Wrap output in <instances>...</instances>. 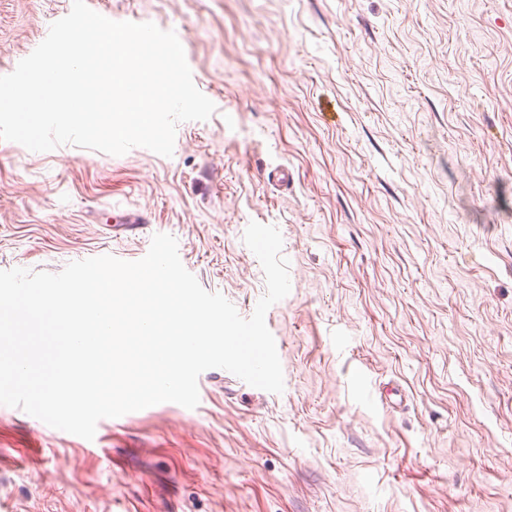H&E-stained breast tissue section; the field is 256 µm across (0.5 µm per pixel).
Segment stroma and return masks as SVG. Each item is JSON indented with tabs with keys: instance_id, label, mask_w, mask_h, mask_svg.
I'll use <instances>...</instances> for the list:
<instances>
[{
	"instance_id": "obj_1",
	"label": "stroma",
	"mask_w": 512,
	"mask_h": 512,
	"mask_svg": "<svg viewBox=\"0 0 512 512\" xmlns=\"http://www.w3.org/2000/svg\"><path fill=\"white\" fill-rule=\"evenodd\" d=\"M68 7L0 0V76ZM100 8L175 31L216 111L169 157L0 141V270L137 261L166 233L247 318L244 231L277 226L285 388L210 369L196 408L91 440L0 405V512H512V0Z\"/></svg>"
}]
</instances>
